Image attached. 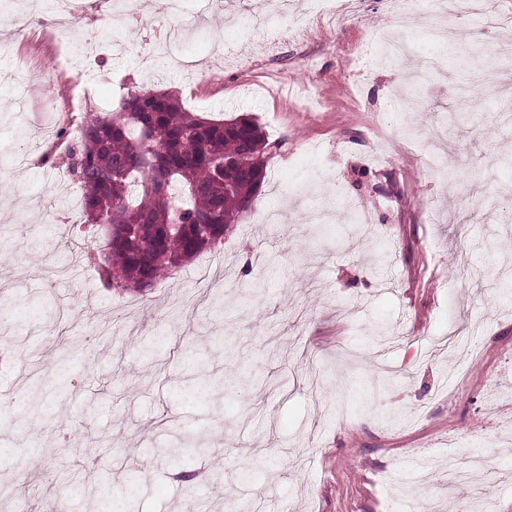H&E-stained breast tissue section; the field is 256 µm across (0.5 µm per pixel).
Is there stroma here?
<instances>
[{
    "label": "stroma",
    "instance_id": "1",
    "mask_svg": "<svg viewBox=\"0 0 512 512\" xmlns=\"http://www.w3.org/2000/svg\"><path fill=\"white\" fill-rule=\"evenodd\" d=\"M484 30L463 15L440 33L416 16L401 61H374L395 33L388 0L313 33L276 23L278 40L224 25L220 0H181L207 14L165 64L143 56L162 24L140 8L129 50L87 68L86 40L105 26L86 0L69 45L18 33L0 52V512H512V445L496 477L449 488L440 465L495 443L512 386V0ZM203 58L187 75L177 59ZM447 80L422 91L428 111L394 96L422 62ZM503 76L494 98L461 100L474 69ZM102 112L114 81L171 92L198 114L252 115L273 147L251 211L224 244L144 292L99 287L85 260L103 239L42 222L65 209L69 180L39 159L86 106ZM68 94H60L62 86ZM464 116L436 170L420 143L445 110ZM475 355L437 348L456 325ZM63 388L37 396L44 377ZM197 476L188 496L176 470ZM134 500H126L130 475Z\"/></svg>",
    "mask_w": 512,
    "mask_h": 512
}]
</instances>
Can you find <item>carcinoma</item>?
Returning <instances> with one entry per match:
<instances>
[{
	"label": "carcinoma",
	"mask_w": 512,
	"mask_h": 512,
	"mask_svg": "<svg viewBox=\"0 0 512 512\" xmlns=\"http://www.w3.org/2000/svg\"><path fill=\"white\" fill-rule=\"evenodd\" d=\"M270 146L250 115L206 120L167 93L133 90L116 112H86L58 157L79 186L83 229L104 231L87 257L104 289L144 291L224 243L266 176Z\"/></svg>",
	"instance_id": "obj_1"
}]
</instances>
